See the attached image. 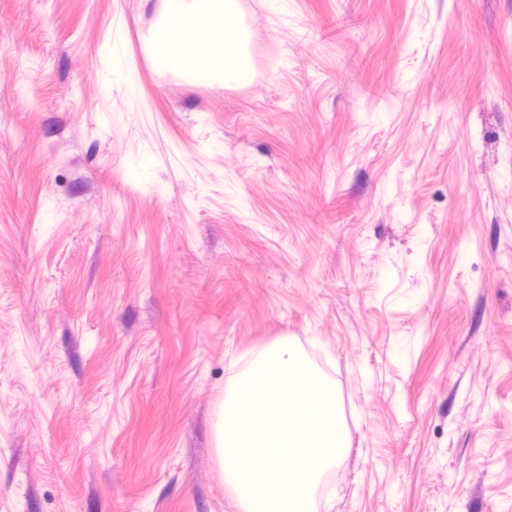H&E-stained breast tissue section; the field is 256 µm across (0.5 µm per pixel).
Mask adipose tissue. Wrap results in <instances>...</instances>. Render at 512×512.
Masks as SVG:
<instances>
[{
  "instance_id": "adipose-tissue-1",
  "label": "adipose tissue",
  "mask_w": 512,
  "mask_h": 512,
  "mask_svg": "<svg viewBox=\"0 0 512 512\" xmlns=\"http://www.w3.org/2000/svg\"><path fill=\"white\" fill-rule=\"evenodd\" d=\"M169 22L154 38L153 61L211 84L244 81L247 32L227 0H168Z\"/></svg>"
}]
</instances>
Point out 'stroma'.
I'll return each instance as SVG.
<instances>
[{
	"instance_id": "obj_1",
	"label": "stroma",
	"mask_w": 512,
	"mask_h": 512,
	"mask_svg": "<svg viewBox=\"0 0 512 512\" xmlns=\"http://www.w3.org/2000/svg\"><path fill=\"white\" fill-rule=\"evenodd\" d=\"M160 6L0 0V512H241L282 339L345 431L311 512H512V0H236L227 88ZM169 22L154 38L153 61L160 68H179L195 79L211 84L244 81L249 73L245 52L247 32L223 0H169ZM219 19L213 31L209 18ZM188 23L204 26L194 45L184 41Z\"/></svg>"
}]
</instances>
